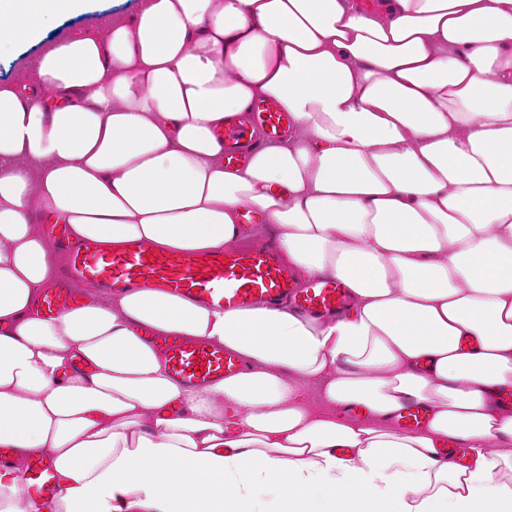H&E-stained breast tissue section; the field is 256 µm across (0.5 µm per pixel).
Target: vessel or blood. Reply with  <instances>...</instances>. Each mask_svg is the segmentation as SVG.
Returning a JSON list of instances; mask_svg holds the SVG:
<instances>
[{
	"label": "vessel or blood",
	"mask_w": 512,
	"mask_h": 512,
	"mask_svg": "<svg viewBox=\"0 0 512 512\" xmlns=\"http://www.w3.org/2000/svg\"><path fill=\"white\" fill-rule=\"evenodd\" d=\"M291 119L275 99L255 101L246 123L229 121L222 132L224 162L229 167L246 166L257 141L280 140ZM48 233L63 242L65 259L56 272V286L43 299L51 316L82 304L86 294L120 292L158 287L174 295L224 311L259 302L287 304L322 318L345 311L348 290L333 277H315L298 283L295 273L281 258L275 240H259L234 246L220 253H159L147 243L131 241L121 249L106 252L92 241L70 245L64 225L52 224ZM155 346L172 374L185 384L202 388L241 370L240 360L223 348L207 347L181 336H161ZM29 490L44 504L57 494L52 464L39 457L28 461Z\"/></svg>",
	"instance_id": "obj_1"
}]
</instances>
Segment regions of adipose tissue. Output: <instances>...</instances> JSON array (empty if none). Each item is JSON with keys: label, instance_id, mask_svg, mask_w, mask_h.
I'll return each mask as SVG.
<instances>
[{"label": "adipose tissue", "instance_id": "1", "mask_svg": "<svg viewBox=\"0 0 512 512\" xmlns=\"http://www.w3.org/2000/svg\"><path fill=\"white\" fill-rule=\"evenodd\" d=\"M85 2L0 0V55ZM267 97L288 136L225 167L217 130ZM246 208L345 315L159 288L42 313L47 223L214 253L253 236ZM150 334L243 368L189 387ZM510 392L512 0H141L0 86V512H512ZM29 491L49 506L56 497L57 486L52 464L44 457L32 458L27 462Z\"/></svg>", "mask_w": 512, "mask_h": 512}]
</instances>
